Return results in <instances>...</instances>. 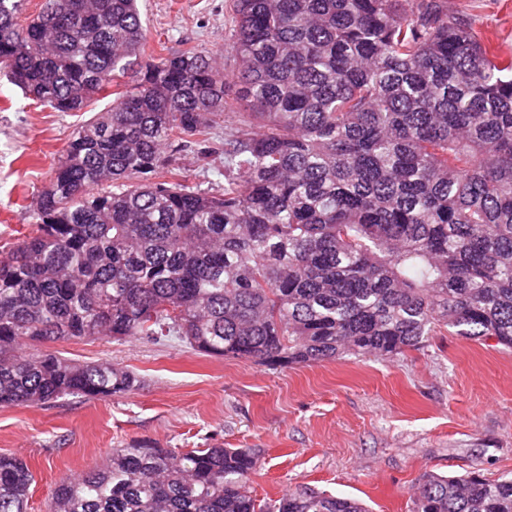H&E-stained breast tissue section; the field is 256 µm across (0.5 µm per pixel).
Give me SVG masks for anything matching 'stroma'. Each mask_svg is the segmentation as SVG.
<instances>
[{
  "label": "stroma",
  "mask_w": 512,
  "mask_h": 512,
  "mask_svg": "<svg viewBox=\"0 0 512 512\" xmlns=\"http://www.w3.org/2000/svg\"><path fill=\"white\" fill-rule=\"evenodd\" d=\"M228 0H141L148 49L230 51ZM481 36L512 52V0H448ZM82 112L29 104L0 76V252L31 226L25 208L49 180L74 130L108 107ZM190 183L224 182V160L187 151ZM48 350L73 362L133 372V391L100 399L65 396L38 406H0V455L33 474L25 512H49L65 478L138 445L189 451L221 445L258 457L256 499L296 488L363 501L370 512H409L430 473L512 475V350L492 338L449 332L391 358L347 356L272 369L208 356L172 339L58 340Z\"/></svg>",
  "instance_id": "stroma-1"
}]
</instances>
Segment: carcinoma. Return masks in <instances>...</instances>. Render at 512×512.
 Segmentation results:
<instances>
[{
    "label": "carcinoma",
    "mask_w": 512,
    "mask_h": 512,
    "mask_svg": "<svg viewBox=\"0 0 512 512\" xmlns=\"http://www.w3.org/2000/svg\"><path fill=\"white\" fill-rule=\"evenodd\" d=\"M236 68L190 47L134 68L138 0H0V73L80 126L0 254V405L131 392L135 374L24 341L173 338L272 368L396 356L445 330L512 348V55L447 0H233ZM248 111L232 110L227 84ZM220 153L224 186L174 181ZM242 448H114L50 512H368L257 502ZM33 476L0 455V512ZM409 512H512V476L428 474Z\"/></svg>",
    "instance_id": "carcinoma-1"
}]
</instances>
